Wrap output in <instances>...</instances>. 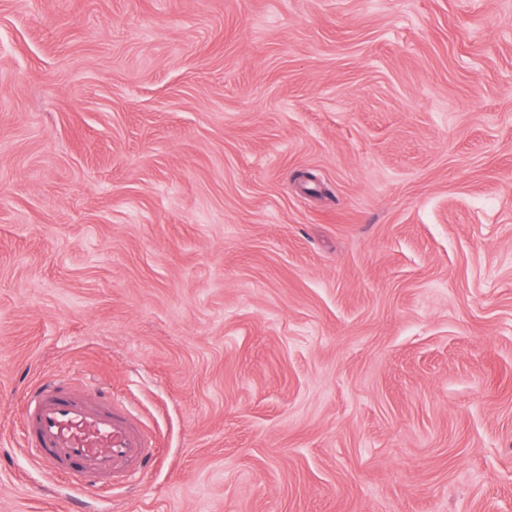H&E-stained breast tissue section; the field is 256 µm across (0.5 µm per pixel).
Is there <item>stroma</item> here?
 I'll return each mask as SVG.
<instances>
[{
  "mask_svg": "<svg viewBox=\"0 0 512 512\" xmlns=\"http://www.w3.org/2000/svg\"><path fill=\"white\" fill-rule=\"evenodd\" d=\"M0 512H512V0H0ZM21 422L40 468L65 476L77 491L96 478L118 486L143 472L155 452L138 416L76 382L36 386L24 401Z\"/></svg>",
  "mask_w": 512,
  "mask_h": 512,
  "instance_id": "1",
  "label": "stroma"
}]
</instances>
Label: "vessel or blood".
<instances>
[{
    "label": "vessel or blood",
    "instance_id": "vessel-or-blood-1",
    "mask_svg": "<svg viewBox=\"0 0 512 512\" xmlns=\"http://www.w3.org/2000/svg\"><path fill=\"white\" fill-rule=\"evenodd\" d=\"M25 442L40 468L79 491L93 480L120 484L144 471L155 447L141 419L126 406L71 382H48L26 397Z\"/></svg>",
    "mask_w": 512,
    "mask_h": 512
}]
</instances>
